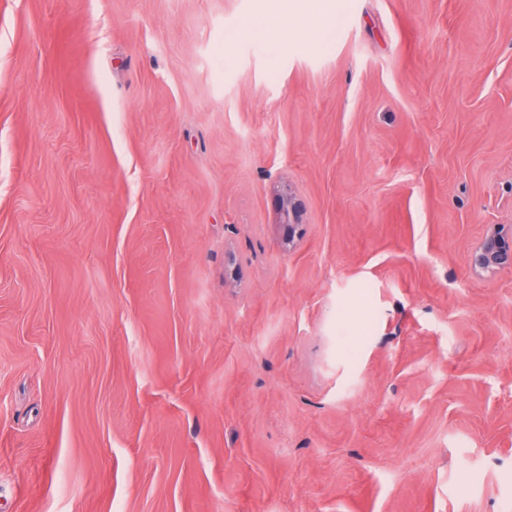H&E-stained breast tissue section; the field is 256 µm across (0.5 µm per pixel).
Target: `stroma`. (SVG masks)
Segmentation results:
<instances>
[{"mask_svg":"<svg viewBox=\"0 0 512 512\" xmlns=\"http://www.w3.org/2000/svg\"><path fill=\"white\" fill-rule=\"evenodd\" d=\"M264 11L0 0V512L512 506V0ZM277 212L278 224L285 230L284 243L291 248L299 235L301 204L290 188L278 190ZM469 270L476 276L512 271V225L488 224L468 255Z\"/></svg>","mask_w":512,"mask_h":512,"instance_id":"stroma-1","label":"stroma"}]
</instances>
